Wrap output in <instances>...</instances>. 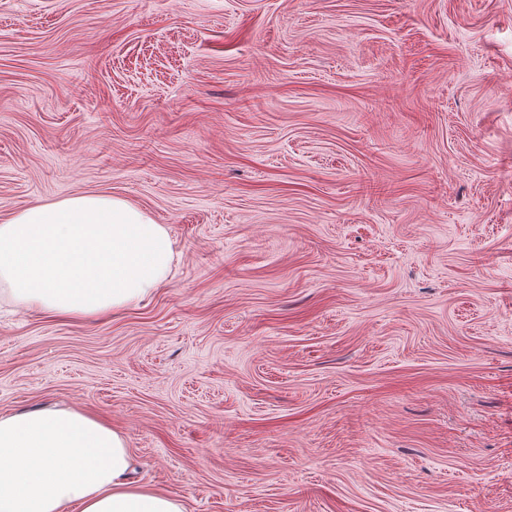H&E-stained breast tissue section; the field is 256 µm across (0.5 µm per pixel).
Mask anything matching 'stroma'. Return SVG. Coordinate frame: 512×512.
Returning <instances> with one entry per match:
<instances>
[{"label": "stroma", "mask_w": 512, "mask_h": 512, "mask_svg": "<svg viewBox=\"0 0 512 512\" xmlns=\"http://www.w3.org/2000/svg\"><path fill=\"white\" fill-rule=\"evenodd\" d=\"M88 193L174 276L0 298V416L184 512H512V0H0V222Z\"/></svg>", "instance_id": "obj_1"}]
</instances>
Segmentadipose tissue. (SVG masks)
<instances>
[{
  "instance_id": "adipose-tissue-1",
  "label": "adipose tissue",
  "mask_w": 512,
  "mask_h": 512,
  "mask_svg": "<svg viewBox=\"0 0 512 512\" xmlns=\"http://www.w3.org/2000/svg\"><path fill=\"white\" fill-rule=\"evenodd\" d=\"M166 225L124 199L80 194L0 223V295L57 317H96L169 283ZM123 435L78 409L0 416V512H184L176 496L134 483Z\"/></svg>"
}]
</instances>
